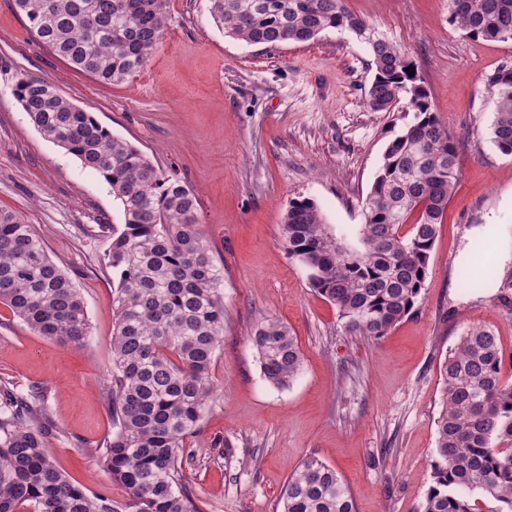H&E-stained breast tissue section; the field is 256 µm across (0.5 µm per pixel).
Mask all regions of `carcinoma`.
<instances>
[{
	"label": "carcinoma",
	"instance_id": "cac0c4a2",
	"mask_svg": "<svg viewBox=\"0 0 512 512\" xmlns=\"http://www.w3.org/2000/svg\"><path fill=\"white\" fill-rule=\"evenodd\" d=\"M35 36L77 70L104 82L141 69L162 40L167 0H15ZM229 36L251 44L306 43L328 29L365 35L375 74L368 106L388 112L406 100L415 119L388 145L356 240L329 231L316 204L296 200L280 236L288 256L335 307L345 329L377 340L413 309L427 277L438 226L457 180V146L434 112L412 61L351 13L345 0H210ZM466 35L512 41V0H450ZM497 100L492 141L512 155V67L486 76ZM14 95L39 133L110 185L124 216L112 229V368L107 397L116 431L103 442L116 505L92 496L57 468L50 437L61 433L46 394L0 381V512H201L182 479L184 439L212 392L211 367L223 342L224 274L197 227L199 201L136 146L43 79L22 76ZM0 304L35 333L83 343V297L51 260L33 225L0 211ZM265 379L285 387L301 355L288 327L253 329ZM431 485L421 512H512V380L500 339L473 328L444 366ZM280 512H356L336 470L310 455L284 485Z\"/></svg>",
	"mask_w": 512,
	"mask_h": 512
}]
</instances>
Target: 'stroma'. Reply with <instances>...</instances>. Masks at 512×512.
<instances>
[{"label":"stroma","instance_id":"35a3bbf8","mask_svg":"<svg viewBox=\"0 0 512 512\" xmlns=\"http://www.w3.org/2000/svg\"><path fill=\"white\" fill-rule=\"evenodd\" d=\"M346 5L408 54L459 154L425 287L377 340L345 332L280 236L290 202L307 198L333 233L354 237L386 147L413 120L401 107L368 109L374 70L364 41L330 29L307 43L253 45L215 24L209 0H168L167 29L146 66L103 82L42 44L15 0H0V211L34 225L80 290L91 327L84 345L64 344L0 305V380L46 391L62 432L49 442L54 462L90 494L126 499L101 448L113 431L106 396L117 285L105 254L123 214L104 179L23 112L13 94L23 75L53 83L200 201L198 226L224 271L213 392L182 464L202 512H276L309 455L336 469L357 512H419L443 365L460 336L494 331L512 374V155L492 141L496 101L485 88L487 74L512 65V41L465 35L449 22L448 0ZM269 320L288 325L302 356L282 388L266 381L248 339Z\"/></svg>","mask_w":512,"mask_h":512}]
</instances>
